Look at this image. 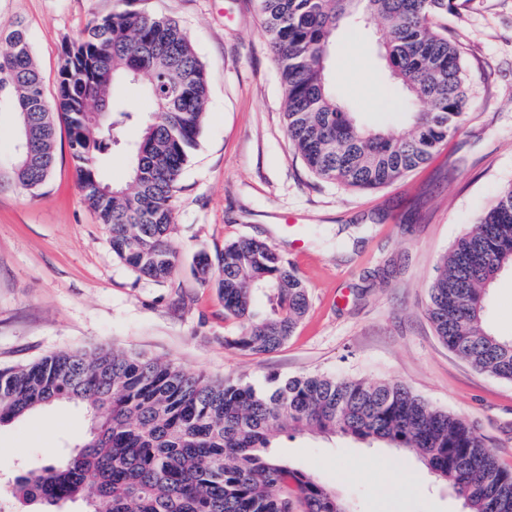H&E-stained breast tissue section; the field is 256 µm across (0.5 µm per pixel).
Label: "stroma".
I'll return each instance as SVG.
<instances>
[{"instance_id":"1","label":"stroma","mask_w":512,"mask_h":512,"mask_svg":"<svg viewBox=\"0 0 512 512\" xmlns=\"http://www.w3.org/2000/svg\"><path fill=\"white\" fill-rule=\"evenodd\" d=\"M443 23L464 47L473 107L432 160L393 183L353 189L315 178L286 134L285 93L257 0H129L179 22L204 68L209 97L197 150L172 201L175 278L137 277L85 201L65 133L47 182L14 175L18 118L0 103V367L101 348L171 361L211 379L266 386L304 374L391 380L467 419L512 469V380L479 372L435 335L426 315L439 258L512 183V0H458ZM117 0H0V31L23 23L46 98L67 46ZM376 25L338 30L337 98L365 127L399 129ZM242 237L271 243L303 279L309 309L269 354L225 346L216 288L194 273L198 253ZM488 326L512 336V269L490 292ZM90 426L60 403L0 427V483L68 455ZM279 455L345 496L353 512H461L415 454L349 439L280 436Z\"/></svg>"}]
</instances>
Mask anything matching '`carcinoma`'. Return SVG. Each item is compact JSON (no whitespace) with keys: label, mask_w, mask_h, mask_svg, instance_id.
I'll return each instance as SVG.
<instances>
[{"label":"carcinoma","mask_w":512,"mask_h":512,"mask_svg":"<svg viewBox=\"0 0 512 512\" xmlns=\"http://www.w3.org/2000/svg\"><path fill=\"white\" fill-rule=\"evenodd\" d=\"M91 21L64 53L54 102L46 100L25 29L6 37L0 98L14 105L29 142L14 174L35 190L50 177L57 123H64L78 185L113 253L138 277L171 280L172 199L199 146L208 82L178 22L124 8ZM286 97V130L308 170L348 188L386 186L426 164L461 128L472 102L462 47L435 20L455 0H258ZM381 25L385 77L413 104L399 131L366 130L336 100L327 69L340 25ZM143 88L155 110L128 148L130 181L102 167L132 120L117 90ZM215 282L224 318L238 329L224 344L252 353L280 349L309 308L304 281L268 242L242 237L215 256L197 254ZM512 268V184L434 269L427 316L438 338L474 369L512 380V338L493 334L488 288ZM266 301L269 310L259 309ZM58 402L83 405L87 437L66 458L0 484L16 499L84 512H349L330 484L274 455L283 433L339 434L416 454L462 496L467 512H512V469L502 467L463 418L397 382L309 374L269 386L213 380L141 354L80 350L0 369V427Z\"/></svg>","instance_id":"cac0c4a2"}]
</instances>
